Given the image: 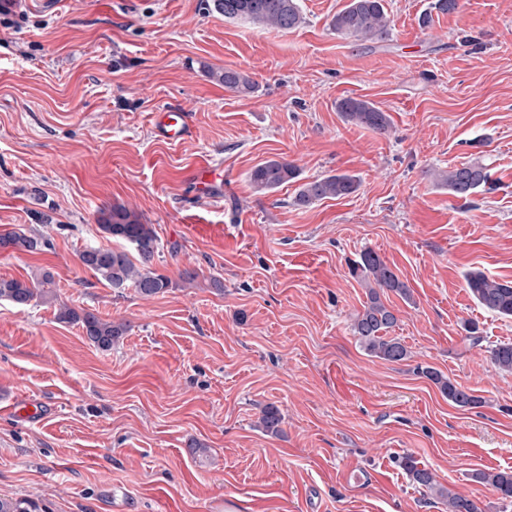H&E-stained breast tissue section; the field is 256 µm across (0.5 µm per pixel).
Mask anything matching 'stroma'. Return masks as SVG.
<instances>
[{
	"mask_svg": "<svg viewBox=\"0 0 512 512\" xmlns=\"http://www.w3.org/2000/svg\"><path fill=\"white\" fill-rule=\"evenodd\" d=\"M345 3L300 0L306 22L290 32L226 20L208 0L0 10V234L50 242L0 250V279L47 270L57 295L23 311L0 301V495L42 512H446L398 465L409 455L482 512H512L472 479L512 470V373L489 360L512 343V318L466 285L473 271L512 280V0L450 13L386 0L391 29L374 43L330 30ZM224 68L255 92L225 90L211 77ZM347 97L385 112L388 131L345 122ZM170 105L190 112L192 137L157 138ZM203 157L224 165L208 202L183 178ZM271 158L299 175L257 193L249 175ZM470 162L493 185L464 200L434 184ZM336 173L357 191L295 206L300 185ZM116 204L153 226L166 293L119 292L81 265L82 250L111 246L98 219ZM188 220L223 225V247L185 235ZM367 249L411 290L383 297L409 352L399 362L353 333L367 296L350 266ZM186 269L197 277L182 287ZM63 304L127 331L100 351L57 320ZM421 365L480 406L448 401ZM269 405L276 434L259 425ZM349 467L368 480L346 482ZM50 246L41 236H27L16 232L0 234V250H13L21 253H34Z\"/></svg>",
	"mask_w": 512,
	"mask_h": 512,
	"instance_id": "35a3bbf8",
	"label": "stroma"
}]
</instances>
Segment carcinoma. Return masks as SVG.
Here are the masks:
<instances>
[{"mask_svg":"<svg viewBox=\"0 0 512 512\" xmlns=\"http://www.w3.org/2000/svg\"><path fill=\"white\" fill-rule=\"evenodd\" d=\"M213 7L226 19L243 20L285 32L305 22L298 0H213ZM329 27L345 38L372 42L383 40L389 35L390 20L384 0H349L332 17ZM212 77L224 84V89L237 94H250L256 88L252 77L241 70L226 68L212 72ZM338 110L346 121L379 133L385 132L389 126L388 116L366 100L343 99L338 103ZM297 177V167L285 159L267 160L256 166L250 174L251 183L258 192L273 191ZM434 177L438 183L448 187L451 194L465 200L490 184L489 171L479 163L437 171ZM356 189L355 177L348 174L328 175L303 184L295 204L308 207L323 199L348 196ZM99 227L107 236L130 245L131 250L91 247L81 251V264L98 281L117 290L131 286L138 295L145 298L163 294L172 287L171 279L154 268L158 245L152 225L142 223L135 212L116 205L102 213ZM48 246V240L41 236L16 232L0 234V250L34 253ZM351 272L368 290V302L353 323L360 346L387 361L405 359L408 355L406 347L399 339L390 336L398 317L394 309L381 300L380 292L387 290L408 299L411 292L407 284L372 250L360 254L359 259L352 263ZM466 283L470 293L483 307L501 316L512 317V281L497 280L477 271L467 276ZM55 297L53 276L47 271L41 273L30 286L17 279H0V300L10 302L19 310L27 308L34 300L47 303ZM57 317L62 322L81 326L87 340L103 351L112 349V345L124 333V327L120 324L68 306L61 307ZM490 363L497 370L512 373V343H502L491 348ZM418 370L438 384L441 392L455 405L474 407L481 404L479 398L458 388L435 369L420 366ZM280 422L278 409L268 407L263 411L260 423L264 430L275 432ZM400 466L418 486L443 499L448 504V512H481L474 501L438 484L433 472L426 467H419L413 457H401ZM472 477L486 484L501 499L512 501V470H477ZM0 512H40V506L30 498L1 495Z\"/></svg>","mask_w":512,"mask_h":512,"instance_id":"carcinoma-1","label":"carcinoma"}]
</instances>
